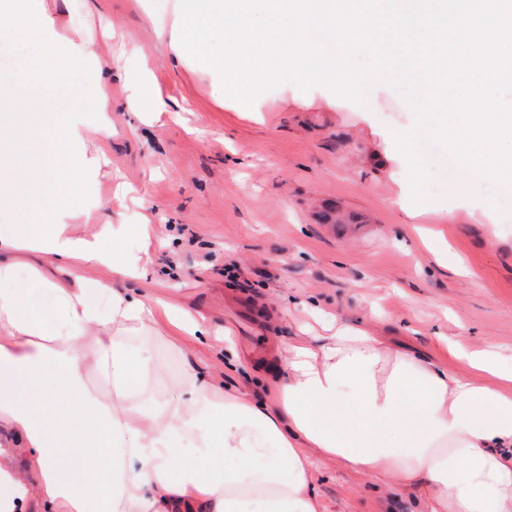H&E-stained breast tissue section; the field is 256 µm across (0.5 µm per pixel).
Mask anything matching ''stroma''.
I'll return each mask as SVG.
<instances>
[{
    "label": "stroma",
    "mask_w": 512,
    "mask_h": 512,
    "mask_svg": "<svg viewBox=\"0 0 512 512\" xmlns=\"http://www.w3.org/2000/svg\"><path fill=\"white\" fill-rule=\"evenodd\" d=\"M63 35L88 44L92 75L112 94L107 163L89 194L97 222L151 224L150 263L128 287L231 323L244 367L223 347H193L225 386L298 337L363 322L422 354L445 334L512 354V211L483 179L439 176L410 200L405 161H390L394 132L412 112L390 87L365 103L284 84L241 112L207 66L175 60L166 29L172 0H38ZM149 63L167 103L126 107ZM442 226L431 243L421 229ZM236 266L240 275L224 274ZM322 512H423L418 495L375 478L316 465Z\"/></svg>",
    "instance_id": "obj_1"
}]
</instances>
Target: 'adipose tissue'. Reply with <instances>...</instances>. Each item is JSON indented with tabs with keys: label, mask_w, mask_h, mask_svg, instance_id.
I'll return each mask as SVG.
<instances>
[{
	"label": "adipose tissue",
	"mask_w": 512,
	"mask_h": 512,
	"mask_svg": "<svg viewBox=\"0 0 512 512\" xmlns=\"http://www.w3.org/2000/svg\"><path fill=\"white\" fill-rule=\"evenodd\" d=\"M41 158L20 213L42 220L0 233V512H320L313 459L415 489L427 512H512V358L493 344H442L467 373L362 324L289 343L268 398L226 391L181 344L177 397L163 394L159 341L170 330L202 340L204 324L125 286L148 260L153 230L115 235L90 217L82 188L112 135V96L63 112L46 138L25 114ZM140 240L121 248L120 236ZM28 277L54 298L51 316L16 285ZM100 267L108 306L83 272ZM273 452L254 470L247 462Z\"/></svg>",
	"instance_id": "obj_1"
}]
</instances>
